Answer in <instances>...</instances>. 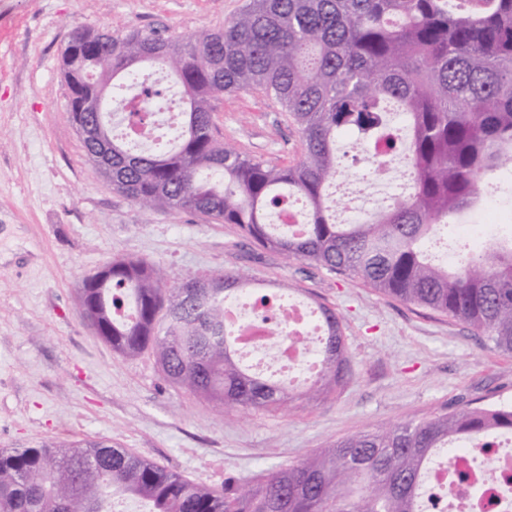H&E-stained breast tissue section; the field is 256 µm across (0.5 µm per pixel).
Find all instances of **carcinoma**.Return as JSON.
I'll return each instance as SVG.
<instances>
[{
  "instance_id": "carcinoma-1",
  "label": "carcinoma",
  "mask_w": 512,
  "mask_h": 512,
  "mask_svg": "<svg viewBox=\"0 0 512 512\" xmlns=\"http://www.w3.org/2000/svg\"><path fill=\"white\" fill-rule=\"evenodd\" d=\"M69 118L103 137L88 157L107 162L106 186L149 209L189 210L234 224L259 245L305 260L417 307L452 316L512 353V227L485 253L456 267L430 257L438 226L474 211L487 176L512 165V0H248L224 29L175 40L157 28L123 34L76 28L62 55ZM258 89L289 113L304 156L271 165L222 144L210 101ZM183 105L172 139L147 150L115 131L154 124L138 98ZM354 133L376 170L404 133L409 186L370 219L332 221L326 191L340 166L336 141ZM305 203L295 230L267 222L266 209ZM207 288H170L162 268L112 261L98 287L82 283V310L125 356L151 352L165 378L229 412H277L297 399L283 380L253 374L236 359L225 321L228 298L248 279L218 273ZM325 327L316 378L302 393L324 399L350 372L336 312ZM512 434V405H466L332 442L252 484L216 490L127 449L85 440L0 450V512H112L116 496L149 512H422L431 462L464 440Z\"/></svg>"
}]
</instances>
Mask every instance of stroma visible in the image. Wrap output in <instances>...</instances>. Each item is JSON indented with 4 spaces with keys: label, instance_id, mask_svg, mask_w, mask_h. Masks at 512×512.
<instances>
[{
    "label": "stroma",
    "instance_id": "1",
    "mask_svg": "<svg viewBox=\"0 0 512 512\" xmlns=\"http://www.w3.org/2000/svg\"><path fill=\"white\" fill-rule=\"evenodd\" d=\"M245 0H0V449L104 439L219 489L253 481L327 443L466 403H512V354L471 326L384 295L314 263L262 248L232 224L141 207L112 191L69 120L61 56L74 28L217 31ZM214 133L285 166L302 138L259 90L215 97ZM341 179L387 184L355 135L340 140ZM450 223L460 248L485 249L512 223V196L488 192ZM116 258L161 266L169 284L242 273L257 295L298 297L341 319L349 382L292 410L224 413L166 381L151 353L113 352L82 315L79 287Z\"/></svg>",
    "mask_w": 512,
    "mask_h": 512
}]
</instances>
